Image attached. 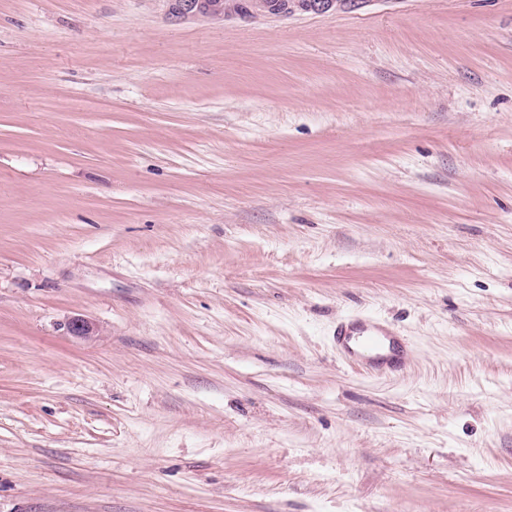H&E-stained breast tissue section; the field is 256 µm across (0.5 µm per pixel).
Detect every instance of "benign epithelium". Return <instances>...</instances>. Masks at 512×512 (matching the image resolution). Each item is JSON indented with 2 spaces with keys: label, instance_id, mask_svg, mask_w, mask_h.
I'll return each instance as SVG.
<instances>
[{
  "label": "benign epithelium",
  "instance_id": "benign-epithelium-1",
  "mask_svg": "<svg viewBox=\"0 0 512 512\" xmlns=\"http://www.w3.org/2000/svg\"><path fill=\"white\" fill-rule=\"evenodd\" d=\"M171 12L178 17L213 18L236 14L288 15L297 10L326 12L336 4L349 0H171ZM67 332L73 336L93 335V326L83 317L75 316L67 323Z\"/></svg>",
  "mask_w": 512,
  "mask_h": 512
}]
</instances>
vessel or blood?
<instances>
[{
    "mask_svg": "<svg viewBox=\"0 0 512 512\" xmlns=\"http://www.w3.org/2000/svg\"><path fill=\"white\" fill-rule=\"evenodd\" d=\"M336 347L346 359L371 371L392 364L399 354L393 334L373 320L340 323L336 328Z\"/></svg>",
    "mask_w": 512,
    "mask_h": 512,
    "instance_id": "1",
    "label": "vessel or blood"
}]
</instances>
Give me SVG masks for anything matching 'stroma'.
I'll use <instances>...</instances> for the list:
<instances>
[{"label": "stroma", "mask_w": 512, "mask_h": 512, "mask_svg": "<svg viewBox=\"0 0 512 512\" xmlns=\"http://www.w3.org/2000/svg\"><path fill=\"white\" fill-rule=\"evenodd\" d=\"M0 512H512V0H0ZM355 0H170L176 17L213 18L226 14L255 16L258 14L288 15L296 10L326 12ZM336 348L366 370H380L399 354L393 334L373 320L347 321L336 327Z\"/></svg>", "instance_id": "35a3bbf8"}]
</instances>
